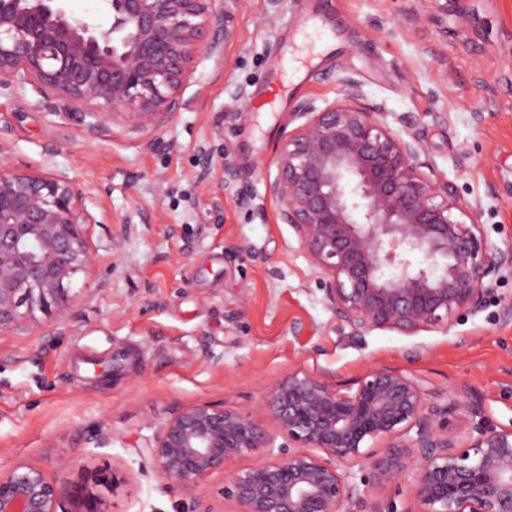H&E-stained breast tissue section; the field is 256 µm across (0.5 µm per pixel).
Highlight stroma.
<instances>
[{
    "instance_id": "1",
    "label": "stroma",
    "mask_w": 512,
    "mask_h": 512,
    "mask_svg": "<svg viewBox=\"0 0 512 512\" xmlns=\"http://www.w3.org/2000/svg\"><path fill=\"white\" fill-rule=\"evenodd\" d=\"M231 26L222 58L196 67L193 107L159 128L109 123L92 135L32 90L0 95L10 164L70 178L97 247L73 278L71 327L39 312L0 334V463L50 474L67 463L100 512H237L227 476L269 449L187 495L141 448L179 407L253 411L291 372L351 388L368 369L401 370L440 407L464 387L494 423L512 424V269L448 330L359 336L325 303L267 193L296 104L334 101L350 73L391 129L421 138L439 178L480 201L484 237L512 246V0H281L275 11L243 0ZM240 98L250 108L237 114ZM228 159L251 208L224 195ZM124 224L132 232L117 239ZM98 432L104 446L76 447ZM99 473L109 484H93Z\"/></svg>"
}]
</instances>
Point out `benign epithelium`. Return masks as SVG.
Returning a JSON list of instances; mask_svg holds the SVG:
<instances>
[{
	"label": "benign epithelium",
	"instance_id": "benign-epithelium-1",
	"mask_svg": "<svg viewBox=\"0 0 512 512\" xmlns=\"http://www.w3.org/2000/svg\"><path fill=\"white\" fill-rule=\"evenodd\" d=\"M64 0H0V94L31 87L40 103L134 128L160 127L189 110L191 62L218 58L243 0H107L106 18L69 15ZM277 148L268 195L319 271L326 303L355 333L446 330L483 307L491 283L512 267V248L479 229L480 203L437 177L419 137L403 135L364 103L361 84L340 79L322 107L303 101ZM224 195L243 208L252 197L224 162ZM96 223L66 176L0 163V332L28 328L40 311L73 318L72 279L93 262L87 226ZM423 260H416L417 256ZM415 377L371 368L343 391L292 372L264 392L258 413L199 403L161 423L144 450L173 487L191 493L250 448H272L269 417L286 443L276 458L235 472L224 496L239 512H397L363 487L410 478L405 512H512V426L485 415L460 390L454 410L429 402ZM385 442L369 457L370 442ZM367 462L354 477L338 461ZM24 461L0 465V512H96L87 487Z\"/></svg>",
	"mask_w": 512,
	"mask_h": 512
}]
</instances>
